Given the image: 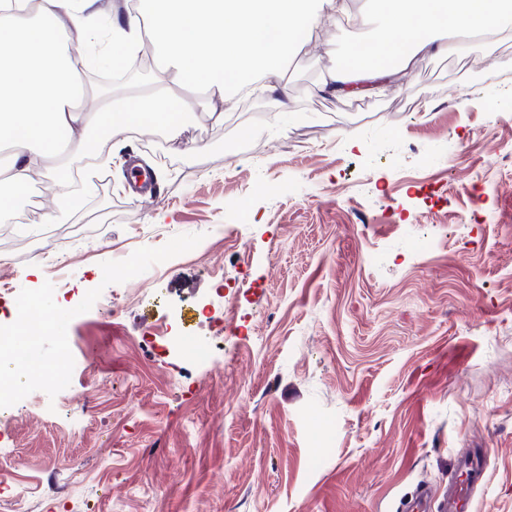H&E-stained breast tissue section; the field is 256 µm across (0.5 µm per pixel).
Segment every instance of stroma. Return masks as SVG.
I'll return each mask as SVG.
<instances>
[{
    "mask_svg": "<svg viewBox=\"0 0 512 512\" xmlns=\"http://www.w3.org/2000/svg\"><path fill=\"white\" fill-rule=\"evenodd\" d=\"M367 38L344 24L223 123L73 149L106 152L109 196L0 240L14 299L75 291L39 347L70 382L14 396L0 512H59L49 484L72 512H392L474 448L477 512H512V37L320 93ZM214 323L215 362L170 342Z\"/></svg>",
    "mask_w": 512,
    "mask_h": 512,
    "instance_id": "1",
    "label": "stroma"
}]
</instances>
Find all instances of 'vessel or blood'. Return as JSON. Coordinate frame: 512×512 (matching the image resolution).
Listing matches in <instances>:
<instances>
[{
	"mask_svg": "<svg viewBox=\"0 0 512 512\" xmlns=\"http://www.w3.org/2000/svg\"><path fill=\"white\" fill-rule=\"evenodd\" d=\"M486 470L484 449L458 457L448 474L447 490L436 494L428 485H421L406 512H474L475 492L484 483Z\"/></svg>",
	"mask_w": 512,
	"mask_h": 512,
	"instance_id": "obj_1",
	"label": "vessel or blood"
}]
</instances>
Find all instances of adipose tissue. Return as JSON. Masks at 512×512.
Returning <instances> with one entry per match:
<instances>
[{"label":"adipose tissue","instance_id":"obj_1","mask_svg":"<svg viewBox=\"0 0 512 512\" xmlns=\"http://www.w3.org/2000/svg\"><path fill=\"white\" fill-rule=\"evenodd\" d=\"M350 14V0H138L122 13L108 12L104 0H0V146L10 150L0 164V212L14 208L35 169L67 184L59 151L86 142L91 127L119 135L147 123L175 132L196 118L193 100L170 94L149 108L87 105L73 48L99 46L120 70L150 45L181 87L207 90L208 115L220 123L243 92H278L273 78L291 55ZM355 17L375 25L379 39L372 64L351 46L329 70L324 88L346 95L398 75L418 53L452 49L461 31L512 25V0H369Z\"/></svg>","mask_w":512,"mask_h":512}]
</instances>
